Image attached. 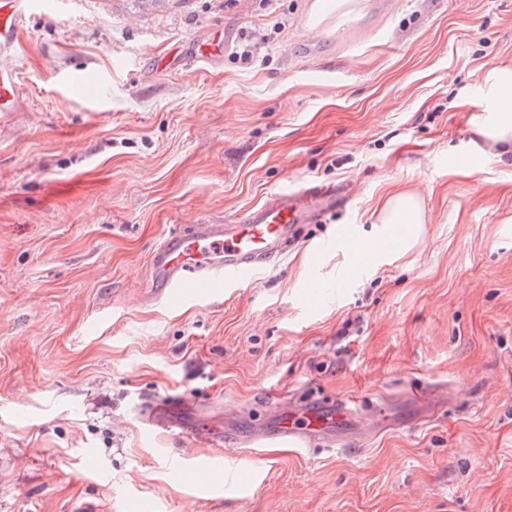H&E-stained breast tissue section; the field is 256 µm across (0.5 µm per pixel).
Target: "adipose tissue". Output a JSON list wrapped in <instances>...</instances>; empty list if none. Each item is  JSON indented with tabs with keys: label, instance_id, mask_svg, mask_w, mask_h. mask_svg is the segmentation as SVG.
I'll list each match as a JSON object with an SVG mask.
<instances>
[{
	"label": "adipose tissue",
	"instance_id": "ef3b65f1",
	"mask_svg": "<svg viewBox=\"0 0 512 512\" xmlns=\"http://www.w3.org/2000/svg\"><path fill=\"white\" fill-rule=\"evenodd\" d=\"M489 115L477 116L476 131L501 150L512 149V66L490 68L484 75Z\"/></svg>",
	"mask_w": 512,
	"mask_h": 512
}]
</instances>
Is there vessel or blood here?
<instances>
[{
	"label": "vessel or blood",
	"mask_w": 512,
	"mask_h": 512,
	"mask_svg": "<svg viewBox=\"0 0 512 512\" xmlns=\"http://www.w3.org/2000/svg\"><path fill=\"white\" fill-rule=\"evenodd\" d=\"M32 0H0V112L19 107V71L3 65L31 10ZM228 43L213 37L203 43L194 37L184 43L173 64L191 69L223 59ZM349 197L342 186L308 181L299 189L273 193L260 207L247 211L234 223L197 220L188 230L170 234L153 252L149 262V286L170 308L187 299H219L224 287L251 281L266 271L272 259L292 243L299 225L317 224ZM452 395L443 386H423L410 390L407 404L419 406L424 416L445 408ZM145 422L151 427L184 428L213 445L225 439L204 417L203 408L180 395H171L146 407ZM386 408L377 403L360 409L349 400H325L300 396L289 405L275 404L261 423L253 425L234 440L236 449L260 454L269 439L288 440L308 447L312 443L333 444L340 435L360 434L384 421Z\"/></svg>",
	"instance_id": "vessel-or-blood-1"
}]
</instances>
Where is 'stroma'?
<instances>
[{
    "label": "stroma",
    "mask_w": 512,
    "mask_h": 512,
    "mask_svg": "<svg viewBox=\"0 0 512 512\" xmlns=\"http://www.w3.org/2000/svg\"><path fill=\"white\" fill-rule=\"evenodd\" d=\"M42 2L14 47L21 109L0 114V512H512V153L472 129L486 70L512 66V0H347L317 20L315 0ZM209 29L267 43L173 68ZM311 179L352 200L270 272L212 303L153 296L163 238ZM400 192L417 238L324 298L314 280L353 250L314 245L340 224L382 235ZM421 384L458 395L337 448L144 430L168 392L221 420L272 389L366 403ZM201 459L246 479H184ZM376 224H421L418 200L409 193H400L386 200L376 217Z\"/></svg>",
    "instance_id": "obj_1"
}]
</instances>
